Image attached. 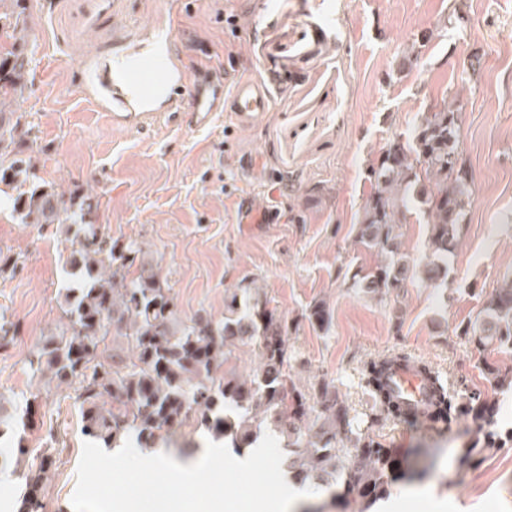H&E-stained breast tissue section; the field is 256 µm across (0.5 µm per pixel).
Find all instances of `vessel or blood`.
Wrapping results in <instances>:
<instances>
[{
	"label": "vessel or blood",
	"mask_w": 512,
	"mask_h": 512,
	"mask_svg": "<svg viewBox=\"0 0 512 512\" xmlns=\"http://www.w3.org/2000/svg\"><path fill=\"white\" fill-rule=\"evenodd\" d=\"M118 70L134 73V80L112 84V100L119 109L112 115L117 124L145 126L189 111L195 129L210 127L217 113L232 115L237 125L255 124L269 112L271 101L261 81L225 72L223 77L204 73L188 79L169 42L149 37L147 50L127 53ZM393 382L406 401L423 406L428 400L421 378L407 368L396 372Z\"/></svg>",
	"instance_id": "obj_1"
}]
</instances>
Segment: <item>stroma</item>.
Instances as JSON below:
<instances>
[{
  "mask_svg": "<svg viewBox=\"0 0 512 512\" xmlns=\"http://www.w3.org/2000/svg\"><path fill=\"white\" fill-rule=\"evenodd\" d=\"M29 28L33 126L23 145L40 182L93 202L89 216L112 238L141 242L181 313L219 321L224 296L265 289L288 323L290 374L302 389L335 386L357 421H371L365 360L403 351L437 367L449 393L496 394L494 447L471 417L430 431L372 422L400 477L393 512H512V392L494 393L482 368L512 367V352L481 351L455 328L476 316L479 292L512 277V0H22ZM465 18L457 20L454 11ZM235 16L228 26L227 16ZM166 31L187 74L205 66L256 73L272 108L247 128L219 113L210 128L112 122L102 78ZM476 67L472 81L463 72ZM462 107L464 156L475 183L448 255L447 299L415 279L379 299L348 288L342 271L378 262L356 239L370 192L366 169L389 138L443 102ZM71 237L56 224H22L0 202V316L16 326L0 345V404L12 415L0 446L14 476L0 480V512H16L17 475L44 449L42 512H73L87 436L79 379L61 383L29 366L62 326L74 282ZM326 302L328 332L305 317ZM475 455L476 464L466 461Z\"/></svg>",
  "mask_w": 512,
  "mask_h": 512,
  "instance_id": "obj_1",
  "label": "stroma"
}]
</instances>
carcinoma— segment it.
<instances>
[{
    "label": "carcinoma",
    "instance_id": "carcinoma-1",
    "mask_svg": "<svg viewBox=\"0 0 512 512\" xmlns=\"http://www.w3.org/2000/svg\"><path fill=\"white\" fill-rule=\"evenodd\" d=\"M0 193L10 189L12 210L25 224H76L68 266L77 287L67 291L61 309L66 323L37 346L29 359L39 373L59 382L80 379L78 399L84 431L109 448L136 435L145 447L170 440L194 414L200 424L251 445L256 429L273 419L283 437L288 477L345 499L375 501L387 493L396 467L390 449L354 426L349 410L327 384L310 394L288 373L287 324L259 288H236L224 297V320L203 314L180 317L167 281L142 245L120 242L85 222L91 197L76 199L36 181L31 156L20 147L32 132L25 113L13 107L24 98L29 58L21 0H0ZM371 192L358 225V242L386 255L374 266H360L347 279L351 288L387 298L419 275L441 291L448 287L445 259L456 245L460 219L469 202L473 173L463 156L460 107L445 103L425 113L407 137L393 138L370 165ZM418 208L427 218L431 260L419 268L399 256V228ZM307 317L326 331L331 312L319 301ZM478 349L512 350V278L483 296L475 319L460 325ZM126 339L131 354L121 356L109 336ZM251 342L258 368L241 378L232 367L238 345ZM412 368L428 390L427 416L434 427L472 416L486 427L487 444L500 405L481 392L455 397L429 362L392 352L364 362L362 380L376 415L398 421L415 418L391 384L392 374ZM494 387H512V371L484 363ZM54 464L52 449L26 474L19 512H40L42 476Z\"/></svg>",
    "mask_w": 512,
    "mask_h": 512
}]
</instances>
